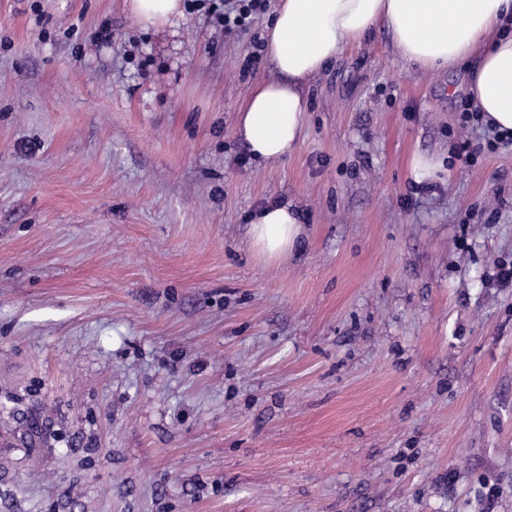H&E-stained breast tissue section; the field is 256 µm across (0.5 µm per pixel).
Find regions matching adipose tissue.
Wrapping results in <instances>:
<instances>
[{
  "label": "adipose tissue",
  "instance_id": "1",
  "mask_svg": "<svg viewBox=\"0 0 512 512\" xmlns=\"http://www.w3.org/2000/svg\"><path fill=\"white\" fill-rule=\"evenodd\" d=\"M157 29L176 26L184 0H124ZM385 26L402 57L422 71L477 66L467 94L484 124L512 136V0H279L267 32L274 78L258 85L241 109L236 133L251 156L274 165L292 154L307 120L308 82L351 47ZM304 228L287 204L253 214L250 238L263 258L293 251Z\"/></svg>",
  "mask_w": 512,
  "mask_h": 512
}]
</instances>
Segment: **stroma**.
I'll use <instances>...</instances> for the list:
<instances>
[{
	"instance_id": "stroma-1",
	"label": "stroma",
	"mask_w": 512,
	"mask_h": 512,
	"mask_svg": "<svg viewBox=\"0 0 512 512\" xmlns=\"http://www.w3.org/2000/svg\"><path fill=\"white\" fill-rule=\"evenodd\" d=\"M276 7L174 36L0 0V512H512V143L379 28L255 160ZM271 203L304 226L277 262ZM250 238L254 249L263 258L274 261L293 251L303 235V224L288 204H269L252 215Z\"/></svg>"
}]
</instances>
